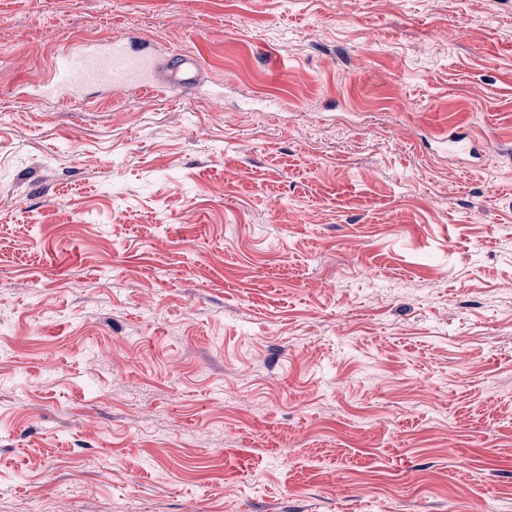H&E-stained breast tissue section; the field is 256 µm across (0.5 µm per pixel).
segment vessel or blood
I'll use <instances>...</instances> for the list:
<instances>
[{"mask_svg": "<svg viewBox=\"0 0 512 512\" xmlns=\"http://www.w3.org/2000/svg\"><path fill=\"white\" fill-rule=\"evenodd\" d=\"M52 70L50 89L66 104L84 100L91 89L115 92L135 88L146 94H163L191 89L202 80L193 55L175 52L160 57L149 43L122 38L103 46L71 45L54 60ZM436 138L464 161L479 158L489 148L481 134L461 126L441 129Z\"/></svg>", "mask_w": 512, "mask_h": 512, "instance_id": "1", "label": "vessel or blood"}]
</instances>
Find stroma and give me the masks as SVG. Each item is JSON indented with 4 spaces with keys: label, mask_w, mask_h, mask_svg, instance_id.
I'll use <instances>...</instances> for the list:
<instances>
[{
    "label": "stroma",
    "mask_w": 512,
    "mask_h": 512,
    "mask_svg": "<svg viewBox=\"0 0 512 512\" xmlns=\"http://www.w3.org/2000/svg\"><path fill=\"white\" fill-rule=\"evenodd\" d=\"M0 512H512V0H0ZM149 43L114 38L106 45L80 43L67 47L52 63L50 90L65 104L83 101L89 89L112 93L131 87L146 94L191 89L202 81L197 59L183 52L160 60ZM442 145L448 146V153L459 156L462 161L478 159L489 149L481 134L461 126H448L435 134Z\"/></svg>",
    "instance_id": "35a3bbf8"
}]
</instances>
